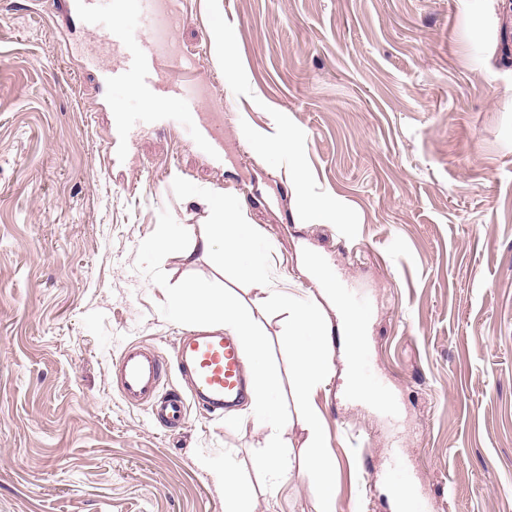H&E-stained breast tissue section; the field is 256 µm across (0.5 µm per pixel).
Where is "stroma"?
I'll return each instance as SVG.
<instances>
[{"mask_svg":"<svg viewBox=\"0 0 512 512\" xmlns=\"http://www.w3.org/2000/svg\"><path fill=\"white\" fill-rule=\"evenodd\" d=\"M53 2L0 0V512H224L223 464L253 512H317L309 479L270 496L253 426L192 405L168 431L112 380L125 345L171 363L187 331L159 312L139 244L162 209L191 232L227 194L259 230L267 290L319 296L313 258L375 306L369 349L403 416L346 400L334 356L310 402L336 512H393L375 472L398 443L425 512H512V0H184L178 46L211 83L204 103L224 105L220 163L174 108L137 129L147 103L98 91L86 42L59 35L70 17L47 22ZM218 28L234 35L231 84ZM162 269L253 310L303 458L285 314L221 246Z\"/></svg>","mask_w":512,"mask_h":512,"instance_id":"obj_1","label":"stroma"}]
</instances>
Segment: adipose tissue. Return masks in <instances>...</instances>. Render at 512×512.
Listing matches in <instances>:
<instances>
[{"label": "adipose tissue", "instance_id": "1", "mask_svg": "<svg viewBox=\"0 0 512 512\" xmlns=\"http://www.w3.org/2000/svg\"><path fill=\"white\" fill-rule=\"evenodd\" d=\"M256 237L257 231L254 225L246 223L237 198L228 197L219 204L215 223L201 228L194 236L192 246L208 251L214 244H222L224 260L236 262L250 251Z\"/></svg>", "mask_w": 512, "mask_h": 512}]
</instances>
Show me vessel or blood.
<instances>
[{
	"mask_svg": "<svg viewBox=\"0 0 512 512\" xmlns=\"http://www.w3.org/2000/svg\"><path fill=\"white\" fill-rule=\"evenodd\" d=\"M71 18L98 42L86 57L101 75L105 89L121 87L138 98L156 103L177 102L188 121V138L215 158L224 152L223 123L199 117L200 99L184 76L196 68L188 55L164 57L157 31L175 34L184 13L182 0H64ZM242 343L238 337L210 331L184 336L176 356V369L189 383L191 395L164 391L167 365L151 349L136 343L126 345L112 363V376L122 399L134 407H149L161 427L176 430L187 418L189 403H196L211 416L226 410L249 394L241 366ZM360 390L356 401L375 410L390 422H398V400L375 368L366 349H358L354 362ZM380 478L396 488L401 498L399 512H424L415 476L400 451H393Z\"/></svg>",
	"mask_w": 512,
	"mask_h": 512,
	"instance_id": "vessel-or-blood-1",
	"label": "vessel or blood"
}]
</instances>
